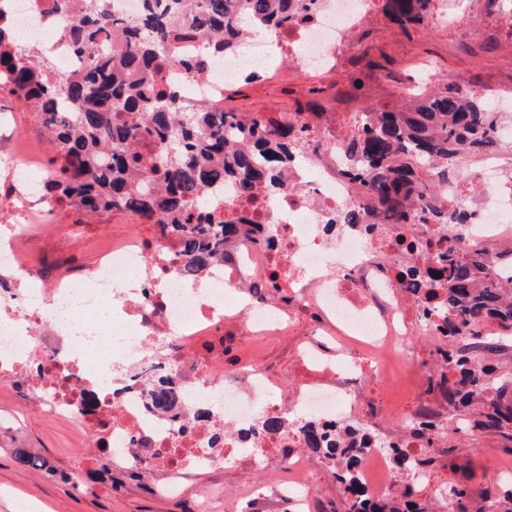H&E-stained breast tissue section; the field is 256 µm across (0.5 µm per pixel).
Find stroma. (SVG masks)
<instances>
[{"mask_svg": "<svg viewBox=\"0 0 512 512\" xmlns=\"http://www.w3.org/2000/svg\"><path fill=\"white\" fill-rule=\"evenodd\" d=\"M425 61L435 77L420 83L428 93L443 89L448 77L489 84L512 97V0H482L469 28L463 29L432 18L411 29H403L386 14H379L361 34L357 46L341 68L326 77L312 72H290L286 83L248 85L236 88L224 100L225 110L273 116L292 111L311 99L313 90L334 98L337 111L348 102L361 110L396 104L400 86L417 76V62ZM308 339L306 322H297L278 336L246 339L224 353L225 367L235 360L258 357L271 373L288 376L301 384L314 379L310 368L299 360L298 351ZM417 374L399 369L387 383L367 388L369 402H387L392 414L387 422L393 434H401V416L415 411L425 399V387ZM77 435L64 421L46 417L8 386L0 385V512H15L16 500H26L30 512H195V497L201 487L223 489L232 512H252L260 504L263 512H340L342 491L331 466L318 456L309 461L316 474L314 490L299 487L295 496L303 507L281 498V483L290 474L282 453H274L268 466L221 467L189 483L182 497L154 495L140 479L114 472L112 485L88 484L74 488L52 478L46 471L27 469L14 460L15 447L36 451L50 465L62 470L75 468ZM444 454L432 466L435 484L465 487L467 502L476 512L486 489L497 488L502 468L512 466V439L494 430L480 433L475 443L442 433Z\"/></svg>", "mask_w": 512, "mask_h": 512, "instance_id": "obj_1", "label": "stroma"}]
</instances>
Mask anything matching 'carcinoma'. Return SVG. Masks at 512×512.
<instances>
[{"mask_svg":"<svg viewBox=\"0 0 512 512\" xmlns=\"http://www.w3.org/2000/svg\"><path fill=\"white\" fill-rule=\"evenodd\" d=\"M69 24L74 51L86 60L82 72L54 82L41 61L11 64L23 98L40 115L59 164L51 189L61 204H76L97 213L132 212L177 241L180 272L200 277L224 254L230 239L252 241L249 220L228 219L205 209L211 187L232 183L240 203L252 206L262 190L283 192L293 150L305 127L286 117L248 120L205 104L188 105L168 88L163 75L170 63L203 72L213 57H184L176 37L181 24L196 38L232 56L249 28L273 30L307 11L298 0H144L137 21L112 40V50L99 49L110 15L97 0H54ZM388 16L405 27L417 25L431 11V0H384ZM74 111L68 112L65 106ZM496 113L485 99L466 97L451 88L427 95L412 106L385 105L370 126L342 146L346 158L359 167L358 179L377 197L385 218L412 223L423 215L427 224L451 229L465 224L463 209H446L433 202L428 179L419 164L432 162L448 175V165L463 154L489 153L497 146ZM459 238L448 237V249L433 257L434 266L409 270L407 286L439 296L446 306L439 330L448 339L446 365L429 378L427 392L436 393L455 411L481 409L486 429L512 431V375L496 376L487 364L512 346V291L490 279L489 268L458 256ZM441 277H434L432 273ZM495 321L500 331L487 335L482 327ZM283 420L259 419L254 433L274 437ZM304 446L327 460L341 485L343 512H427L413 500L417 487H404V503L393 497L371 499L359 485L356 469L365 443L326 447L317 424L302 426ZM444 448L417 458L397 445L390 448L397 468L409 474L427 470Z\"/></svg>","mask_w":512,"mask_h":512,"instance_id":"carcinoma-1","label":"carcinoma"}]
</instances>
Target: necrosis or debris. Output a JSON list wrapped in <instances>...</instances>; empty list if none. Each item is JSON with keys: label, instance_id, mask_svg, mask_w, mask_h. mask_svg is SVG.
Returning <instances> with one entry per match:
<instances>
[{"label": "necrosis or debris", "instance_id": "obj_1", "mask_svg": "<svg viewBox=\"0 0 512 512\" xmlns=\"http://www.w3.org/2000/svg\"><path fill=\"white\" fill-rule=\"evenodd\" d=\"M380 0H313L305 18L274 31L267 41H245L231 63L217 62L203 74L172 66L169 85L188 103L223 107L224 92L242 80L278 81L287 70L271 68L273 56L303 61L315 72H332L352 35L379 9ZM0 26L8 39L0 49L14 58L28 47L52 65L61 80L81 71L63 18L53 0H0ZM360 112L327 109L306 114V136L289 183L303 191L259 197L253 243L235 245L215 261L206 279L176 272L173 240L155 228L96 250L85 245L84 227L107 223L80 207H63L45 192L54 169L47 152L29 153L25 141H43L36 112L19 104L0 74V382L27 392L44 411L71 423L87 447H104L110 465L143 473L158 449L170 450L158 468L157 493L179 497L187 479L209 473L218 462L266 461L280 439L254 438L259 416L280 414L279 398L293 396L335 439L338 425L350 436L365 434L367 448L357 471L371 498L395 486L390 436L378 423L387 406L364 404L366 384L386 378V360L417 370L416 342L445 341L423 296L410 293L400 274L431 259V242L444 238L436 224H386L375 220L376 198L348 171L338 147L361 131ZM497 186L495 198L483 194ZM436 200L468 210L462 227L466 260L482 262L512 249V165L493 159L466 180L438 183ZM346 208L364 213L363 223L334 224ZM40 243L38 264L21 266L30 243ZM290 302L269 305L273 286ZM112 310V338L102 340L100 306ZM301 314L313 335L333 326L357 339L363 360L341 365L303 348L302 360L318 385L289 387L255 360L224 370V345L245 336H276ZM177 393L173 407L156 410L154 381Z\"/></svg>", "mask_w": 512, "mask_h": 512}]
</instances>
